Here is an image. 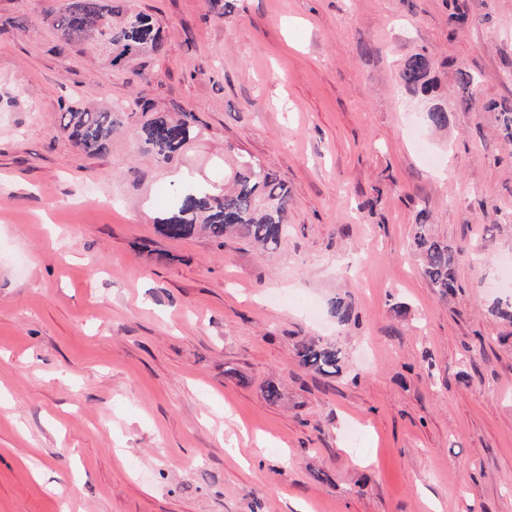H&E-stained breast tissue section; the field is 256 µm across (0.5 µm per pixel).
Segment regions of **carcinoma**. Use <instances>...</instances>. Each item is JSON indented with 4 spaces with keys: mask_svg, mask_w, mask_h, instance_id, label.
I'll use <instances>...</instances> for the list:
<instances>
[{
    "mask_svg": "<svg viewBox=\"0 0 512 512\" xmlns=\"http://www.w3.org/2000/svg\"><path fill=\"white\" fill-rule=\"evenodd\" d=\"M63 42L83 44L104 55L115 68L132 59L163 48L160 25L142 11L120 5V0H68L63 12L46 17ZM432 63L422 52L407 57L399 72V82L409 91L428 94L435 88ZM502 117V133L512 143V106L493 105ZM430 126L441 130L448 126V112L439 104L427 112ZM62 128L74 144L92 155L109 150L114 134H131L139 151L151 156L158 168L184 154L190 144L203 136V127L191 112L174 119L148 103L112 104L107 108L68 106L63 112ZM173 187L168 208L155 220L157 232L172 240L203 233L219 244L239 236L263 252L275 249L288 231L291 198L288 188L277 176L257 161L240 157L230 188L217 189L190 178L170 182ZM429 213L417 215L414 247L423 262V271L432 288L443 298L455 293L454 267L457 254L448 244L433 236L428 227ZM330 312L339 323L351 321V306L341 298L330 302ZM300 363L324 375H336L342 367L339 350L314 340L298 348Z\"/></svg>",
    "mask_w": 512,
    "mask_h": 512,
    "instance_id": "carcinoma-1",
    "label": "carcinoma"
}]
</instances>
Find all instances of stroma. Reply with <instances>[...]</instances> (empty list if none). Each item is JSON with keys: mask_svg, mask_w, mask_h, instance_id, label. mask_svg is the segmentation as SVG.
I'll return each mask as SVG.
<instances>
[{"mask_svg": "<svg viewBox=\"0 0 512 512\" xmlns=\"http://www.w3.org/2000/svg\"><path fill=\"white\" fill-rule=\"evenodd\" d=\"M66 3L0 0V512H512V0H129L166 40L120 69L43 23ZM417 51L430 97L398 79ZM137 98L207 129L170 170L59 128ZM241 155L290 193L276 250L156 231L172 172L220 185ZM430 216L426 210L417 215V232L414 237V247L423 262V271L429 279L432 288L443 298L455 293L457 283L454 267L457 254L452 248L433 236L429 231ZM300 363L324 375H336L342 367L339 350L330 345H323L314 340L304 341L298 348Z\"/></svg>", "mask_w": 512, "mask_h": 512, "instance_id": "obj_1", "label": "stroma"}]
</instances>
